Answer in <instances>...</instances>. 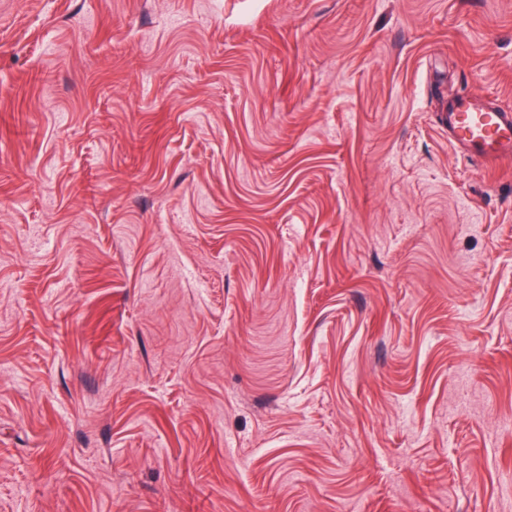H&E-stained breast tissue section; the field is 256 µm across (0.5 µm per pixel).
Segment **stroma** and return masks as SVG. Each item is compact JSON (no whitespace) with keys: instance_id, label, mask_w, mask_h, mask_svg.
I'll return each instance as SVG.
<instances>
[{"instance_id":"stroma-1","label":"stroma","mask_w":512,"mask_h":512,"mask_svg":"<svg viewBox=\"0 0 512 512\" xmlns=\"http://www.w3.org/2000/svg\"><path fill=\"white\" fill-rule=\"evenodd\" d=\"M512 0H0V512H512ZM451 142L488 168L512 160V113L501 112L473 95H456L443 116Z\"/></svg>"}]
</instances>
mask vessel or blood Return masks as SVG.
Segmentation results:
<instances>
[{"instance_id": "vessel-or-blood-1", "label": "vessel or blood", "mask_w": 512, "mask_h": 512, "mask_svg": "<svg viewBox=\"0 0 512 512\" xmlns=\"http://www.w3.org/2000/svg\"><path fill=\"white\" fill-rule=\"evenodd\" d=\"M452 143L471 158L494 168L512 161V113L501 112L477 97L461 94L443 116Z\"/></svg>"}]
</instances>
